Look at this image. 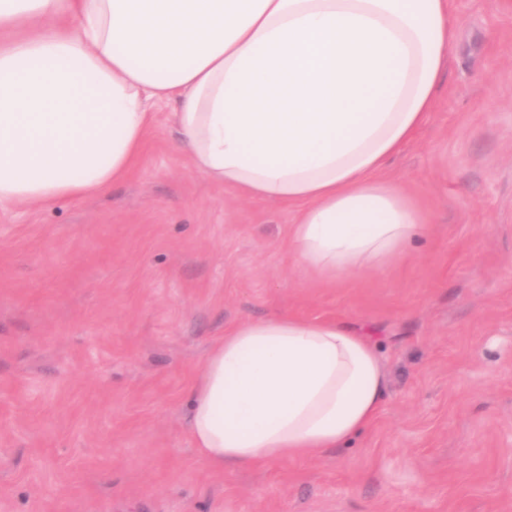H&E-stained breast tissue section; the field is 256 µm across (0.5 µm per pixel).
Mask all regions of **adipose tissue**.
Returning <instances> with one entry per match:
<instances>
[{
    "label": "adipose tissue",
    "mask_w": 512,
    "mask_h": 512,
    "mask_svg": "<svg viewBox=\"0 0 512 512\" xmlns=\"http://www.w3.org/2000/svg\"><path fill=\"white\" fill-rule=\"evenodd\" d=\"M456 27L451 0H0V207L106 191L172 100L194 170L298 205L297 268L391 265L427 215L381 172L427 124ZM385 390L368 336L277 315L210 349L189 433L219 471L305 458L367 429Z\"/></svg>",
    "instance_id": "obj_1"
}]
</instances>
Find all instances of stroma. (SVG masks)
I'll return each instance as SVG.
<instances>
[{
  "label": "stroma",
  "mask_w": 512,
  "mask_h": 512,
  "mask_svg": "<svg viewBox=\"0 0 512 512\" xmlns=\"http://www.w3.org/2000/svg\"><path fill=\"white\" fill-rule=\"evenodd\" d=\"M453 8L435 108L382 172L430 216L391 267H294L296 205L194 171L171 103L107 191L0 210V512H512V0ZM281 313L380 345L383 409L216 472L189 390L227 328Z\"/></svg>",
  "instance_id": "stroma-1"
}]
</instances>
